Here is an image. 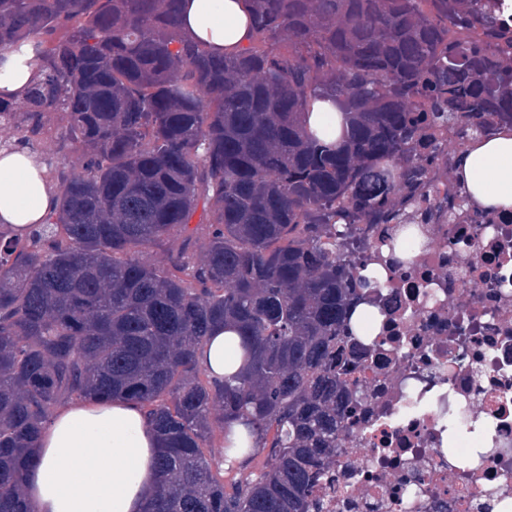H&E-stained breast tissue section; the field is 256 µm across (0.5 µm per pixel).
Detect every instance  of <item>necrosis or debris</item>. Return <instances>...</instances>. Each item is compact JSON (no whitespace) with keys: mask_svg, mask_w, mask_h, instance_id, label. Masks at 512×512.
Here are the masks:
<instances>
[{"mask_svg":"<svg viewBox=\"0 0 512 512\" xmlns=\"http://www.w3.org/2000/svg\"><path fill=\"white\" fill-rule=\"evenodd\" d=\"M412 260L358 337L365 397L312 512H512V217L377 225Z\"/></svg>","mask_w":512,"mask_h":512,"instance_id":"1","label":"necrosis or debris"}]
</instances>
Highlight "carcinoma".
<instances>
[{"label":"carcinoma","instance_id":"cac0c4a2","mask_svg":"<svg viewBox=\"0 0 512 512\" xmlns=\"http://www.w3.org/2000/svg\"><path fill=\"white\" fill-rule=\"evenodd\" d=\"M254 38L214 56L181 0H0V47L37 39L46 71L0 125L82 151L49 167L59 208L0 233V512H34L23 481L60 405L142 404L162 441L145 512H311L342 448L343 328L371 289L356 272L374 224H410L447 162L437 131L512 127V21L501 0H255ZM320 96L351 114L338 149L301 124ZM463 189L448 180V223ZM206 242L199 244V237ZM161 249V261L153 250ZM238 327L245 369L198 353ZM250 419L258 472L226 490L203 448Z\"/></svg>","mask_w":512,"mask_h":512}]
</instances>
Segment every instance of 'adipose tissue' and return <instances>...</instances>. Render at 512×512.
<instances>
[{"instance_id":"1","label":"adipose tissue","mask_w":512,"mask_h":512,"mask_svg":"<svg viewBox=\"0 0 512 512\" xmlns=\"http://www.w3.org/2000/svg\"><path fill=\"white\" fill-rule=\"evenodd\" d=\"M252 0H183V30L221 55L246 47L252 37ZM33 42L0 49V99L23 103L43 77ZM453 176L467 203L487 213H512V128L471 141L458 155ZM57 198L39 156L23 145L0 149V228L25 232L54 214ZM233 327L213 331L201 366L213 377L240 370L232 357ZM158 438L140 404L125 399L75 400L57 408L37 443L24 494L35 512H143L157 472Z\"/></svg>"}]
</instances>
